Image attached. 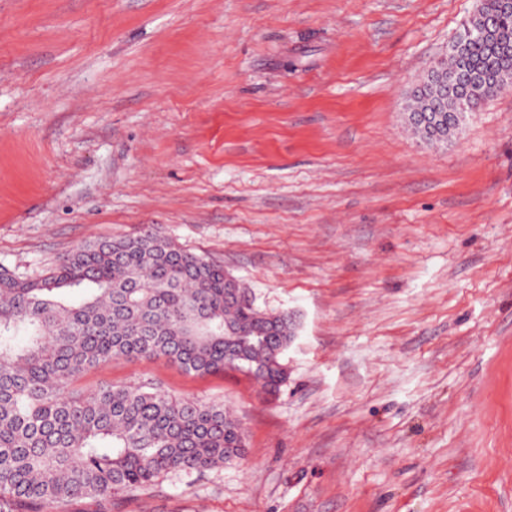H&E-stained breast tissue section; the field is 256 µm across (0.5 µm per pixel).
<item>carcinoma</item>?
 Masks as SVG:
<instances>
[{"mask_svg": "<svg viewBox=\"0 0 512 512\" xmlns=\"http://www.w3.org/2000/svg\"><path fill=\"white\" fill-rule=\"evenodd\" d=\"M511 87L512 13L480 0L411 88L407 126L446 144ZM297 331L295 315L258 308L223 268L153 229L88 241L36 278L1 269L0 512H67L243 459L244 428L222 404L81 381L114 359L165 358L198 375L242 370L274 392Z\"/></svg>", "mask_w": 512, "mask_h": 512, "instance_id": "obj_1", "label": "carcinoma"}]
</instances>
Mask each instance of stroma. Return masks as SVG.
I'll use <instances>...</instances> for the list:
<instances>
[{
    "label": "stroma",
    "mask_w": 512,
    "mask_h": 512,
    "mask_svg": "<svg viewBox=\"0 0 512 512\" xmlns=\"http://www.w3.org/2000/svg\"><path fill=\"white\" fill-rule=\"evenodd\" d=\"M476 0H0V268L152 226L296 314L274 395L117 359L231 408L243 460L112 512H512V91L445 147L405 99Z\"/></svg>",
    "instance_id": "obj_1"
}]
</instances>
